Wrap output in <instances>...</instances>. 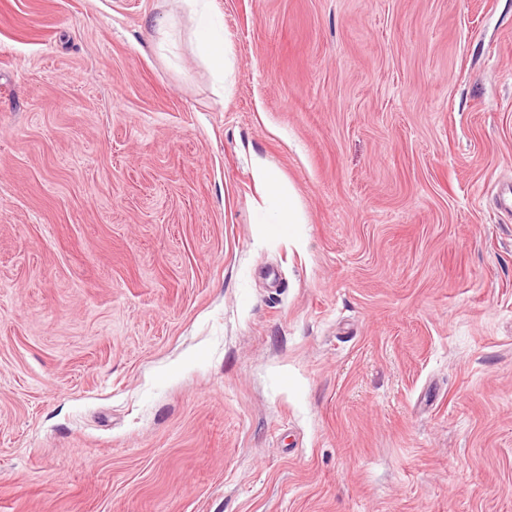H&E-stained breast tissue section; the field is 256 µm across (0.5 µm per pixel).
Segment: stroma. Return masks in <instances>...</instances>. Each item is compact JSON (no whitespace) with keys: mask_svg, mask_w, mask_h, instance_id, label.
<instances>
[{"mask_svg":"<svg viewBox=\"0 0 512 512\" xmlns=\"http://www.w3.org/2000/svg\"><path fill=\"white\" fill-rule=\"evenodd\" d=\"M209 8L0 0V512H512V0ZM207 0H183L195 21L196 51L212 72L224 79L229 66V46L224 39L223 30L217 26L210 16ZM255 180L271 198L273 204L262 215V224H299L300 217L292 195L286 191L278 175L259 164L255 169Z\"/></svg>","mask_w":512,"mask_h":512,"instance_id":"1","label":"stroma"}]
</instances>
